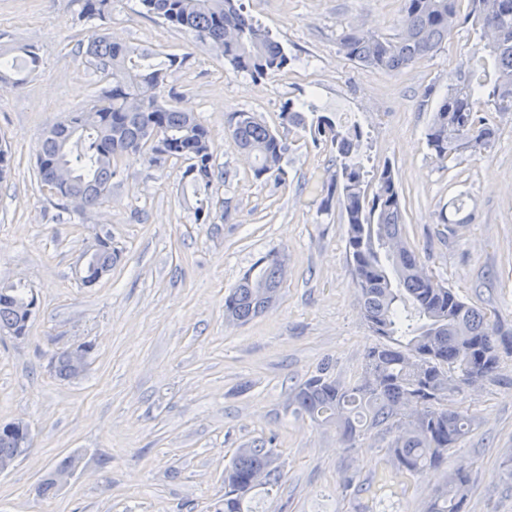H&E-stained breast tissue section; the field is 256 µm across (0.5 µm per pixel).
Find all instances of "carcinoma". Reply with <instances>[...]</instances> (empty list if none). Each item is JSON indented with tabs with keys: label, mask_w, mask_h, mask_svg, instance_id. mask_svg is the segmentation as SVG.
Instances as JSON below:
<instances>
[{
	"label": "carcinoma",
	"mask_w": 512,
	"mask_h": 512,
	"mask_svg": "<svg viewBox=\"0 0 512 512\" xmlns=\"http://www.w3.org/2000/svg\"><path fill=\"white\" fill-rule=\"evenodd\" d=\"M83 20H103L112 0H80ZM462 0H402L401 31L392 39L352 32L343 36L347 58L368 68L399 73L433 56L448 40L460 17ZM464 20L472 22L488 42L489 61L449 78L448 93L433 113L428 146L446 163L463 154L476 156L491 148L495 129L486 112H512V0H467ZM147 13L188 31L200 43L224 56L237 72L255 79L274 75L290 62L268 30L244 13L236 0H141ZM87 63L108 87L87 108L58 122L42 140L37 173L61 201L62 209L87 211L103 204L117 174L115 160L150 148L149 162L169 157L189 161L182 175L184 195L194 201L196 220L210 215L215 187L210 131L194 115L165 106L160 86L168 70L185 57L160 55L150 48H130L93 30L84 44ZM38 49H22L21 57L0 54V81L39 67ZM289 125L310 133L341 158L340 172L327 187L321 210L337 202L348 224L346 247L352 258L355 285L364 320L379 342L364 360L353 384L333 378L329 366L300 383L288 395L287 409L296 416L336 427L351 443L361 432L378 427L396 430L388 449L397 475L414 476L440 465L470 431L472 415L463 407L448 409L442 401L454 393L495 377L500 368L499 333L490 317L465 302L454 289L436 280L404 238L401 194L392 169L373 176L368 196L364 173L346 158L359 147L362 133L353 126L336 127L332 118L313 119L293 103L281 113ZM228 137L254 157L253 176L284 175L287 145L255 114L238 112ZM88 260L83 282L93 284L112 271L117 254L109 239ZM285 256L270 252L258 259L224 299L229 322H246L267 310L283 284ZM33 292L0 285V329L25 335ZM29 446L0 438V461L25 456ZM275 449L264 442L236 449L224 469V510L245 512L246 496L263 475L275 484L281 468L273 465ZM469 477L452 474L438 489L428 512H463Z\"/></svg>",
	"instance_id": "1"
}]
</instances>
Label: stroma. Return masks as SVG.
I'll return each instance as SVG.
<instances>
[{
	"label": "stroma",
	"mask_w": 512,
	"mask_h": 512,
	"mask_svg": "<svg viewBox=\"0 0 512 512\" xmlns=\"http://www.w3.org/2000/svg\"><path fill=\"white\" fill-rule=\"evenodd\" d=\"M290 59L261 79L234 71L191 34L114 0L99 24L121 43L184 56L166 75L164 104L193 113L213 136L217 194L207 223L182 195L184 160L152 165L124 156L102 208L66 213L37 175L40 142L97 95L99 75L80 44L78 0H0V51L39 48L41 67L20 85L0 82V144L12 155L0 182V282L37 297L25 336L0 335V423L24 422L30 450L0 475V512H216L236 449L271 441L283 477L256 490L252 512H426L448 473L470 474L467 512H512V112L488 111L493 147L449 168L425 134L449 74L474 68L481 40L458 25L431 58L398 74L350 61L340 39L354 30L400 32V0H240ZM359 125L351 160L369 173L390 166L406 202L404 233L427 268L499 333L501 369L451 396L472 430L442 469L380 490L391 432L345 444L335 427L293 416L288 394L323 365L355 380L376 338L353 285L339 206L319 209L336 155L283 124L287 103ZM251 112L288 145L284 179H255L228 140L233 113ZM465 224H445L450 198ZM111 237L120 259L95 285L84 253ZM272 250L285 253L278 298L244 324L224 318V298ZM91 345L84 372L62 380L56 355ZM79 470L55 494L37 486L65 457ZM353 477L357 496L342 493Z\"/></svg>",
	"instance_id": "35a3bbf8"
}]
</instances>
